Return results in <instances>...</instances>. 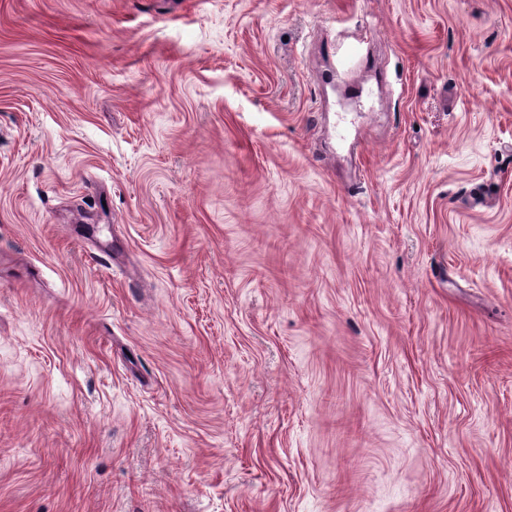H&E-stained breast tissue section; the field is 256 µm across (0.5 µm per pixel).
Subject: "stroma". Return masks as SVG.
Instances as JSON below:
<instances>
[{
    "label": "stroma",
    "instance_id": "1",
    "mask_svg": "<svg viewBox=\"0 0 512 512\" xmlns=\"http://www.w3.org/2000/svg\"><path fill=\"white\" fill-rule=\"evenodd\" d=\"M0 512H512V0H0Z\"/></svg>",
    "mask_w": 512,
    "mask_h": 512
}]
</instances>
